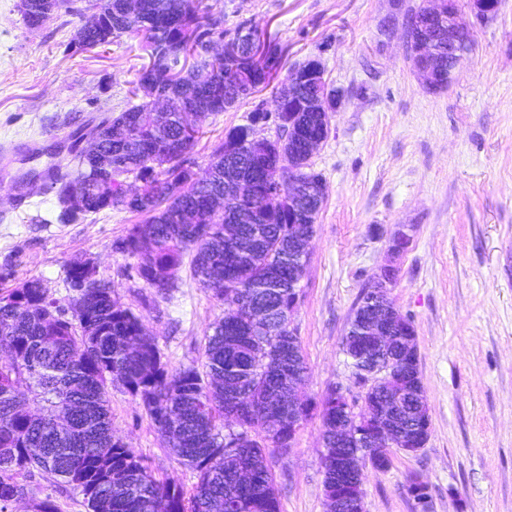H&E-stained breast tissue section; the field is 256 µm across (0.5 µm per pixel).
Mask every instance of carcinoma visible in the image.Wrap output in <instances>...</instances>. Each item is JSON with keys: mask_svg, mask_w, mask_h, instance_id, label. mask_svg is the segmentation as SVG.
<instances>
[{"mask_svg": "<svg viewBox=\"0 0 512 512\" xmlns=\"http://www.w3.org/2000/svg\"><path fill=\"white\" fill-rule=\"evenodd\" d=\"M128 2L21 0L32 28L62 12L79 19L77 33L86 43L108 45L127 35L140 39L149 59L131 89V97L141 95L143 101H130L117 114L104 112L84 126L85 135L112 156V178L102 177L94 155L79 150L67 171L51 163L39 175L44 190L55 193L59 224L119 208L112 184L129 177L142 181L141 199L126 210L146 220L128 228L115 250L134 259L130 269L147 286L152 268L176 272L184 252H193L191 275L224 304V319L206 336L201 366L172 370L142 317L112 298L111 287L83 295V314L94 325L89 336L47 319L61 301L38 279L0 292V512L25 494L21 480L37 473L80 490L89 512H281L268 458L291 447L296 429L315 413L328 441L321 459L328 507H336L341 496L342 512H349L362 498V488L344 464L361 449L336 443V421L351 413L350 402L331 388L289 424L270 406L288 392V363L307 369L288 322V313L295 312L292 282L302 266L294 246L300 225L290 222L288 182L279 181L278 166L283 162V169L305 179L321 177L312 170L309 144L329 126L328 114L308 103L323 97L326 79L297 81L311 60L296 63L275 92L299 103L293 135L285 122L276 139L258 144L245 126L232 128L212 155L203 187L194 178L191 151L205 122L246 98L243 85L261 81L258 75L243 76L235 57L210 67L204 45L218 35L235 41L243 53L259 33L246 22L232 32L218 29V20L200 13V0H134L132 11ZM438 48L446 81L457 62L448 56L447 36L438 39ZM153 93L171 98L176 108L156 112L148 101ZM184 110L195 114L192 130L182 122ZM213 194L222 197L218 208ZM72 195L81 199L78 212L67 206ZM145 237L152 245L147 258L140 246ZM233 285L264 313L268 335L231 308L227 291ZM370 292L361 291L342 337L343 350L357 367L369 357L363 315ZM135 337L139 347L127 349ZM382 356L391 362L392 378L366 395L362 415H371L372 428L392 422L379 415L383 397L412 392L416 409L428 410L405 338ZM28 381L33 382L28 403L42 411L37 420L16 397ZM114 382L146 412L179 463L195 473L191 489L156 478L144 459L113 438L108 386ZM240 389L252 392L257 409L241 412L236 427L228 424V401Z\"/></svg>", "mask_w": 512, "mask_h": 512, "instance_id": "carcinoma-1", "label": "carcinoma"}]
</instances>
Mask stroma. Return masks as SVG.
I'll return each instance as SVG.
<instances>
[{
    "mask_svg": "<svg viewBox=\"0 0 512 512\" xmlns=\"http://www.w3.org/2000/svg\"><path fill=\"white\" fill-rule=\"evenodd\" d=\"M475 24L473 52L447 89L423 85L406 44L408 11L421 0H203L232 29L249 21L281 58L282 71L319 59L340 101L331 132L311 159L326 186L308 245L301 301L291 319L308 374L303 393L353 385L341 345L354 304L379 270L398 276L394 307L412 321L431 418L417 453H394L383 471L362 466L365 512H417L406 492L427 483L432 512H512V0ZM77 20L53 15L27 26L20 0H0V290L37 278L68 302V267L91 258L116 300L142 316L169 368L203 361L204 335L224 306L182 267L171 298L130 275L114 242L142 215L112 209L74 224L55 223L56 197L18 190L34 150L68 166L74 131L91 116L126 108L148 58L138 39L82 51ZM274 87L210 117L192 156L206 168L233 127ZM410 242L393 253L392 238ZM112 432L157 479L192 486L145 411L121 385L109 391ZM319 417L301 424L288 452L269 466L281 512H327ZM52 497L59 512H87L81 493L47 475L28 481L17 505Z\"/></svg>",
    "mask_w": 512,
    "mask_h": 512,
    "instance_id": "1",
    "label": "stroma"
}]
</instances>
